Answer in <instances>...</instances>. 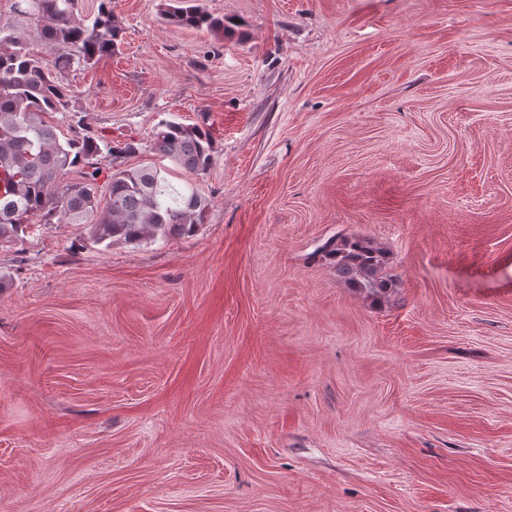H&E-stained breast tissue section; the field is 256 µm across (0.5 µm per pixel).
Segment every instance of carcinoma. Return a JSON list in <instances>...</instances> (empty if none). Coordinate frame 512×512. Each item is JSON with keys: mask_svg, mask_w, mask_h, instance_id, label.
Masks as SVG:
<instances>
[{"mask_svg": "<svg viewBox=\"0 0 512 512\" xmlns=\"http://www.w3.org/2000/svg\"><path fill=\"white\" fill-rule=\"evenodd\" d=\"M15 13L33 20L37 36L54 54L53 64L30 53L9 22L0 21V243L23 241L33 224H75L95 244L139 245L192 236L205 223L210 206L192 184L175 185L177 170L207 171L214 150L210 125L161 121L152 151L166 165L117 168L107 175L108 196L98 194L102 161L139 151L102 136L70 128L60 138L44 115L81 111L78 92L65 82L70 71L94 66L119 50L121 27L112 0H100L90 19L78 16V0H15ZM173 25L242 39L241 24L210 13L202 0H169L162 10ZM78 172L76 178L70 177ZM319 255L336 276L366 295L381 299L395 281L385 273L384 251L369 237L338 235Z\"/></svg>", "mask_w": 512, "mask_h": 512, "instance_id": "carcinoma-1", "label": "carcinoma"}]
</instances>
